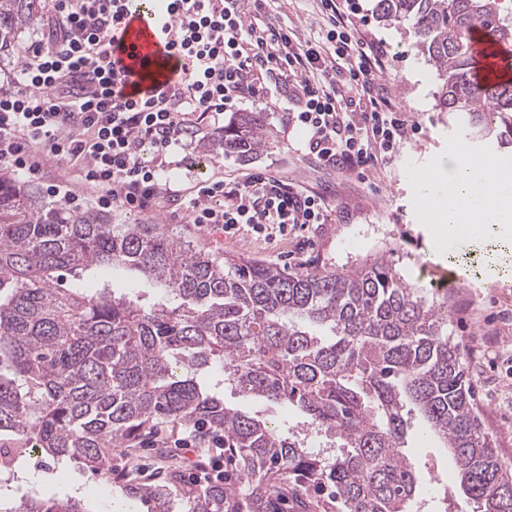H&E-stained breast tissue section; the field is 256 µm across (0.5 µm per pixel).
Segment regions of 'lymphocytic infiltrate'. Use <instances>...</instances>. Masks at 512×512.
I'll return each mask as SVG.
<instances>
[{
  "label": "lymphocytic infiltrate",
  "mask_w": 512,
  "mask_h": 512,
  "mask_svg": "<svg viewBox=\"0 0 512 512\" xmlns=\"http://www.w3.org/2000/svg\"><path fill=\"white\" fill-rule=\"evenodd\" d=\"M324 41L303 42L273 23L266 0H162L173 18L175 78L141 99L123 90L113 32L123 0H49V45L24 58L0 92V167L35 172L42 158L82 167L100 206L149 213L161 199L192 224L233 235L295 233L329 220L325 197L263 172L212 178L189 192L163 176L198 121H221L248 100L272 101L302 129L317 167L359 175L388 163L418 126L384 94L386 54L361 33L360 0H319ZM150 145L153 164L138 150Z\"/></svg>",
  "instance_id": "obj_1"
}]
</instances>
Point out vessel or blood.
Returning a JSON list of instances; mask_svg holds the SVG:
<instances>
[{
    "mask_svg": "<svg viewBox=\"0 0 512 512\" xmlns=\"http://www.w3.org/2000/svg\"><path fill=\"white\" fill-rule=\"evenodd\" d=\"M150 0H127L124 23L114 36V55L128 70L125 91L140 96L169 80L176 63ZM478 82L512 78V53L484 59Z\"/></svg>",
    "mask_w": 512,
    "mask_h": 512,
    "instance_id": "1",
    "label": "vessel or blood"
}]
</instances>
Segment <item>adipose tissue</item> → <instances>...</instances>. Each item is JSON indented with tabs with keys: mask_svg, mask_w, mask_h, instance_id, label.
<instances>
[{
	"mask_svg": "<svg viewBox=\"0 0 512 512\" xmlns=\"http://www.w3.org/2000/svg\"><path fill=\"white\" fill-rule=\"evenodd\" d=\"M418 184L439 240L471 237L477 224L512 235V196L489 195V181L475 173L470 157L457 154L441 160Z\"/></svg>",
	"mask_w": 512,
	"mask_h": 512,
	"instance_id": "ef3b65f1",
	"label": "adipose tissue"
}]
</instances>
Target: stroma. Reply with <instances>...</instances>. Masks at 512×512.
I'll return each mask as SVG.
<instances>
[{"label": "stroma", "mask_w": 512, "mask_h": 512, "mask_svg": "<svg viewBox=\"0 0 512 512\" xmlns=\"http://www.w3.org/2000/svg\"><path fill=\"white\" fill-rule=\"evenodd\" d=\"M316 11L314 0H273L270 9L275 20L293 28L303 41L322 34ZM49 22V17L38 18L19 34L12 49L0 54V91L12 89L19 57L33 43L46 39ZM364 34L384 41L391 65V100L419 125L418 133L389 163L362 177L316 169L299 153L303 132L289 123L285 112L248 102L243 111L265 112L271 132L268 148L243 159L227 154L221 144L223 129L206 124L200 135L176 149L168 173L186 189L215 175L243 178L267 170L284 182L322 193L330 205L329 223L308 228L300 239L268 241L245 230L229 237L187 223L182 209L166 200L148 214L116 210L117 221L165 224L215 257L238 255L289 271L331 265L346 269L382 252L407 280L427 288L454 264L470 265L463 287L447 291L448 334L463 351L481 427L493 438L500 459L512 465V272H504L498 259L490 255L504 238L487 228L463 252L449 257L447 246L438 243L433 224L421 210L420 189L414 179L415 173L431 170L440 159L464 149L492 158L498 188H512V130L499 124L492 134L483 135L462 128L454 113L438 109V79L427 59L412 48L411 23L390 26L374 18ZM20 182L40 193L56 183L81 195L85 207L97 204L95 192L78 167L49 158L43 159L37 173L21 176ZM222 393L226 406L259 415L274 426L284 429L299 420L293 408L247 399L231 385H224ZM185 432V427L170 424L139 439V468L149 473L173 461L191 478L196 473L195 461L223 464V457L208 444H199L194 451L179 448L177 440ZM406 453L419 473L422 512H474V503L456 491L455 464L447 449L430 435H415ZM10 485L14 497L33 491L60 499L74 497L87 512H146L141 501L124 496L107 476L74 461L22 463Z\"/></svg>", "instance_id": "obj_1"}]
</instances>
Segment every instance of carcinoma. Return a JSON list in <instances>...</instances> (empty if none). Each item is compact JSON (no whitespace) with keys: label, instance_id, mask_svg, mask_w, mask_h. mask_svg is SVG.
<instances>
[{"label":"carcinoma","instance_id":"1","mask_svg":"<svg viewBox=\"0 0 512 512\" xmlns=\"http://www.w3.org/2000/svg\"><path fill=\"white\" fill-rule=\"evenodd\" d=\"M39 0H0V53L36 19ZM380 21L413 22L412 48L439 81L437 106L463 127L512 128V80H474V35L512 45L502 0H377ZM253 112L224 129L239 157L268 146ZM100 267L160 288L142 306L62 272ZM221 366L243 396L295 408L340 441L325 458L292 433L224 406L203 377ZM417 413L450 450L477 512H512V471L482 430L463 354L448 336V299L429 297L381 254L338 271H284L219 259L162 224H117L94 208L50 205L0 173V476L35 450L113 473L112 449L168 421L224 433L239 485L181 483L133 463L119 479L148 512H411L419 476L404 451ZM0 512H85L36 493Z\"/></svg>","mask_w":512,"mask_h":512}]
</instances>
